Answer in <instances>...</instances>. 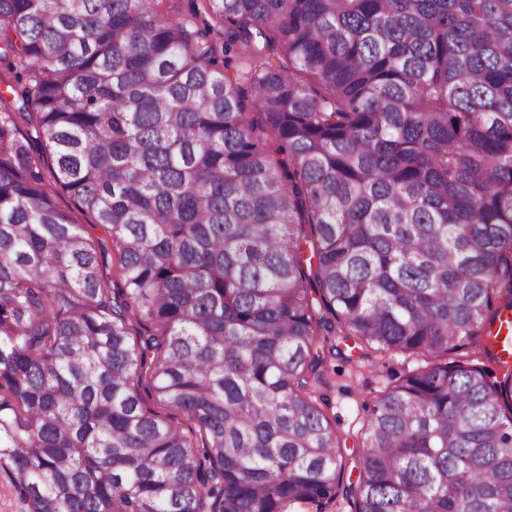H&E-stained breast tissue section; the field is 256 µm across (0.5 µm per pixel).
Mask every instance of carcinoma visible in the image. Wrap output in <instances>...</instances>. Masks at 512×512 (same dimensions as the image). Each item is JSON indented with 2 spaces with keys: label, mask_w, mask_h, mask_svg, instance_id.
<instances>
[{
  "label": "carcinoma",
  "mask_w": 512,
  "mask_h": 512,
  "mask_svg": "<svg viewBox=\"0 0 512 512\" xmlns=\"http://www.w3.org/2000/svg\"><path fill=\"white\" fill-rule=\"evenodd\" d=\"M2 65L28 512H512V0H0ZM338 336L426 358L345 489ZM86 231L94 238V240H97V238H100L105 241L106 249L103 253L100 251V259L103 263L104 270L107 273V277L110 281H116L120 282V276H119V270L115 265L113 266L112 262V244L111 241L108 239L107 235L104 233V231L99 227H91V226H85Z\"/></svg>",
  "instance_id": "carcinoma-1"
}]
</instances>
